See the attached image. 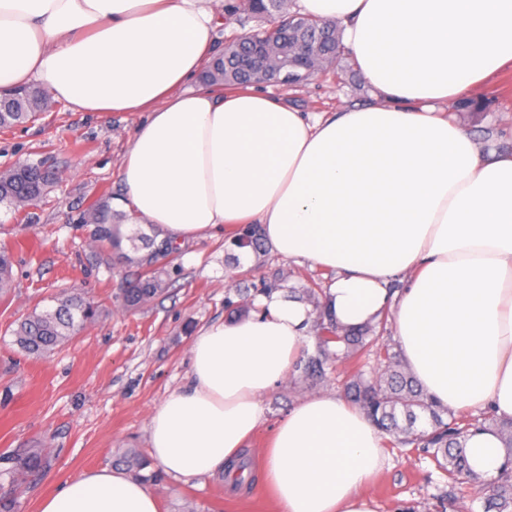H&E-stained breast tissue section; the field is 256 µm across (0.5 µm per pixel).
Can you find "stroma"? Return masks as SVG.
<instances>
[{
    "instance_id": "35a3bbf8",
    "label": "stroma",
    "mask_w": 512,
    "mask_h": 512,
    "mask_svg": "<svg viewBox=\"0 0 512 512\" xmlns=\"http://www.w3.org/2000/svg\"><path fill=\"white\" fill-rule=\"evenodd\" d=\"M268 89L313 115L377 100L348 52L334 75L299 88L272 83ZM475 96L483 109L460 112L448 103L440 110L483 151L511 154L512 65ZM140 120L137 112H80L60 102L36 121L0 133V171L40 160L55 174L33 209V223L0 208V245L14 254V288L0 299V451L50 452L40 476L17 490L18 512H39L41 500L65 478L123 468L125 457L134 454L144 462L137 475L160 512H277L261 476L262 450L291 408L340 393L336 381L311 386L289 374L263 396L266 420L241 454L252 480L233 490L220 474L187 484L171 480L151 459L150 419L170 392L185 385L196 330L229 318L225 299L244 314L272 291L312 307L316 301L308 288L326 290L334 274L271 249L241 262L240 249L225 232L183 244L179 259L166 267L164 291L141 307L124 308L121 295L132 266L118 259L100 263L77 218L103 192L121 194V165ZM64 293L93 299L103 308L101 317L51 354L22 352L12 336L18 320L33 308L55 307ZM384 455L385 466L367 489L378 512H441L437 498L445 479L429 459L390 447Z\"/></svg>"
}]
</instances>
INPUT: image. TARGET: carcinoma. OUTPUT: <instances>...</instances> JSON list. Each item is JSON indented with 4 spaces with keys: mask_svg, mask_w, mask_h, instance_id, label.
<instances>
[{
    "mask_svg": "<svg viewBox=\"0 0 512 512\" xmlns=\"http://www.w3.org/2000/svg\"><path fill=\"white\" fill-rule=\"evenodd\" d=\"M225 13L241 12L258 18L282 21L288 25L281 51L255 71L239 66L243 41L224 44L222 55L207 65L202 80L207 84L245 87L266 80L269 71L285 67L292 43L305 41L309 35L314 61L312 73L297 72L284 85L301 86L315 76L334 68L336 51L341 39L336 25L312 16L292 12L289 0H227ZM51 95L34 86H18L0 93V130L8 131L33 122L46 112ZM52 175L38 163H22L0 172V206L20 213L39 201ZM129 215L112 208V194L104 193L83 211L80 223L88 229L94 247L103 255L115 253L134 265L135 278L124 291V306L134 307L163 290L161 272L153 255L158 246L157 236L140 230L126 235L123 221ZM128 240L137 256L122 252L123 240ZM238 248L263 250L260 229L256 225L242 228L232 236ZM13 256L0 248V297L6 298L12 288ZM99 306L80 295L64 294L57 298L52 310L31 311L13 331L16 344L29 355H42L64 345L83 327L95 321ZM386 318L376 319L356 327H346L335 321L319 323L320 336L316 348L295 364V371L306 381L323 382L328 370L338 363L345 367L346 397L371 420L378 432L388 437L394 448H412L428 457L448 479L446 500L440 507L457 512L456 488L475 481L465 454L467 439L484 429H496L508 449L507 461L499 477L492 482L478 483V494L485 502L486 512H512V421L499 419L491 409L479 417L456 414L441 407L428 396L414 379L400 351L383 340ZM45 448H15L0 453V476H8L16 486L37 476L47 467Z\"/></svg>",
    "mask_w": 512,
    "mask_h": 512,
    "instance_id": "cac0c4a2",
    "label": "carcinoma"
}]
</instances>
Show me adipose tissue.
<instances>
[{"mask_svg": "<svg viewBox=\"0 0 512 512\" xmlns=\"http://www.w3.org/2000/svg\"><path fill=\"white\" fill-rule=\"evenodd\" d=\"M335 21L379 101L311 117L257 89H197L221 25L213 0H0V89L40 83L85 112H138L121 166L139 223L174 242L256 224L282 257L335 271L346 325L391 310L402 357L442 407L512 420V154H485L436 107L512 64V0H297ZM404 281L390 293V281ZM202 326L191 380L156 408L151 456L173 480L224 473L298 358L310 320L274 292ZM496 479L497 430L469 437ZM375 426L344 397L280 419L263 456L278 512H376ZM40 512H159L139 478H67Z\"/></svg>", "mask_w": 512, "mask_h": 512, "instance_id": "1", "label": "adipose tissue"}]
</instances>
